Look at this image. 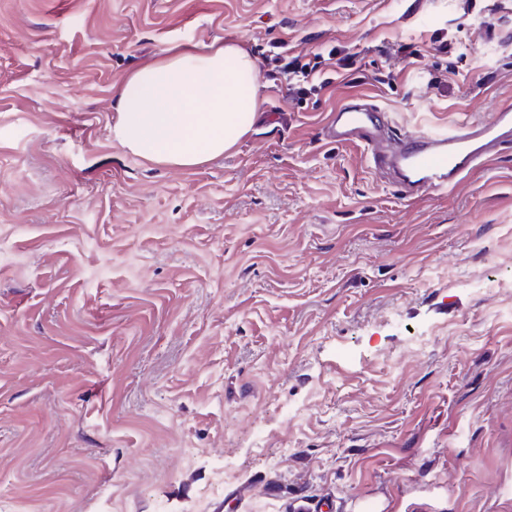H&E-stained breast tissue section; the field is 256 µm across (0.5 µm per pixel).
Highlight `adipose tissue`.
I'll list each match as a JSON object with an SVG mask.
<instances>
[{"label":"adipose tissue","instance_id":"ef3b65f1","mask_svg":"<svg viewBox=\"0 0 512 512\" xmlns=\"http://www.w3.org/2000/svg\"><path fill=\"white\" fill-rule=\"evenodd\" d=\"M257 71L240 45L170 49L125 78L112 132L145 160L193 168L223 156L253 127Z\"/></svg>","mask_w":512,"mask_h":512}]
</instances>
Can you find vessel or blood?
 Instances as JSON below:
<instances>
[{"instance_id":"b4317fda","label":"vessel or blood","mask_w":512,"mask_h":512,"mask_svg":"<svg viewBox=\"0 0 512 512\" xmlns=\"http://www.w3.org/2000/svg\"><path fill=\"white\" fill-rule=\"evenodd\" d=\"M385 111L375 99L353 96L328 115L323 135L328 143L364 148L373 169L399 168L398 192L419 201L444 195L471 171L490 160L503 142L512 139V107L484 121L452 125L392 140Z\"/></svg>"}]
</instances>
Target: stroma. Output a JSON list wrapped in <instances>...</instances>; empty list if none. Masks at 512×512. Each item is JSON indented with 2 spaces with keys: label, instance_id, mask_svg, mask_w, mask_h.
I'll list each match as a JSON object with an SVG mask.
<instances>
[{
  "label": "stroma",
  "instance_id": "obj_1",
  "mask_svg": "<svg viewBox=\"0 0 512 512\" xmlns=\"http://www.w3.org/2000/svg\"><path fill=\"white\" fill-rule=\"evenodd\" d=\"M216 41L252 130L119 145L117 86ZM280 41L361 60L291 100ZM354 92L402 135L512 104V0H0V512H512V141L409 203L322 138Z\"/></svg>",
  "mask_w": 512,
  "mask_h": 512
}]
</instances>
